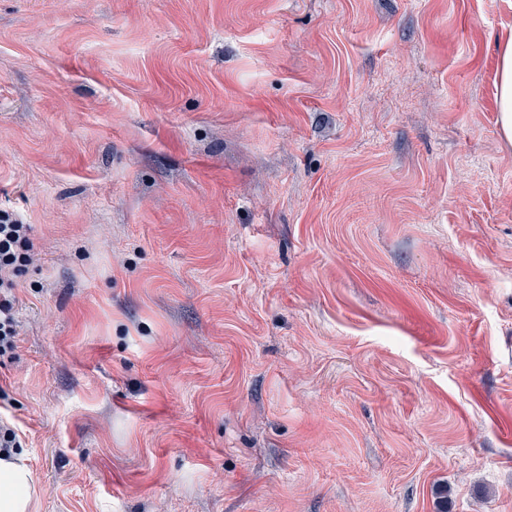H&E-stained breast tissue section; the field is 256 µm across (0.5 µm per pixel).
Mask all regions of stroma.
Wrapping results in <instances>:
<instances>
[{"mask_svg": "<svg viewBox=\"0 0 512 512\" xmlns=\"http://www.w3.org/2000/svg\"><path fill=\"white\" fill-rule=\"evenodd\" d=\"M512 0H0V419L35 512H512ZM497 126L503 147H512V37L498 43L496 68ZM31 233V225L0 211V356L13 354L17 348L16 278L32 260Z\"/></svg>", "mask_w": 512, "mask_h": 512, "instance_id": "1", "label": "stroma"}]
</instances>
